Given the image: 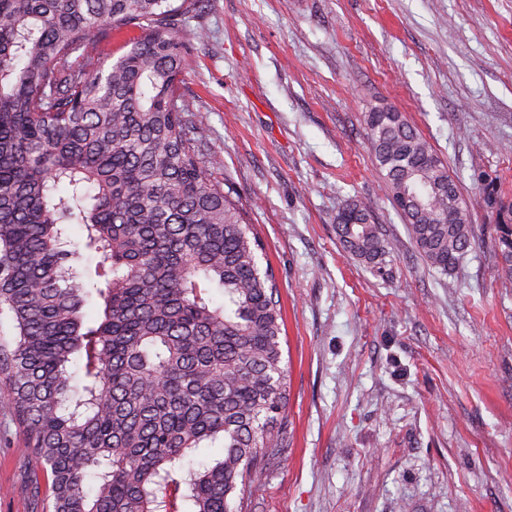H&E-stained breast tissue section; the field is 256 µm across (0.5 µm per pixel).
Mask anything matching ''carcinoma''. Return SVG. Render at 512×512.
Listing matches in <instances>:
<instances>
[{
	"instance_id": "cac0c4a2",
	"label": "carcinoma",
	"mask_w": 512,
	"mask_h": 512,
	"mask_svg": "<svg viewBox=\"0 0 512 512\" xmlns=\"http://www.w3.org/2000/svg\"><path fill=\"white\" fill-rule=\"evenodd\" d=\"M200 3L0 0V316L13 326L0 374L45 481L29 484L43 512H237L264 451L286 442L273 273L242 208L205 174L204 129L184 118L186 23ZM127 28L143 36L88 69L89 37ZM365 124L415 247L454 270L475 236L447 166L402 113L374 108ZM487 203L512 279V205ZM70 223L81 248L68 249ZM336 232L383 273L368 205L342 207ZM93 255L85 282L76 263ZM215 444L211 464L185 465Z\"/></svg>"
}]
</instances>
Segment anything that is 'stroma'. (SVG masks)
Here are the masks:
<instances>
[{
	"mask_svg": "<svg viewBox=\"0 0 512 512\" xmlns=\"http://www.w3.org/2000/svg\"><path fill=\"white\" fill-rule=\"evenodd\" d=\"M180 92L208 176L264 245L284 324L288 445L242 512H512V280L485 190L512 194V0H202ZM401 112L447 165L476 241L418 254L367 136ZM371 208L389 255L345 253ZM0 375V512H42ZM336 232L344 250L352 257L382 274L388 256L381 227L374 224L371 210L361 201H352L336 215Z\"/></svg>",
	"mask_w": 512,
	"mask_h": 512,
	"instance_id": "obj_1",
	"label": "stroma"
}]
</instances>
